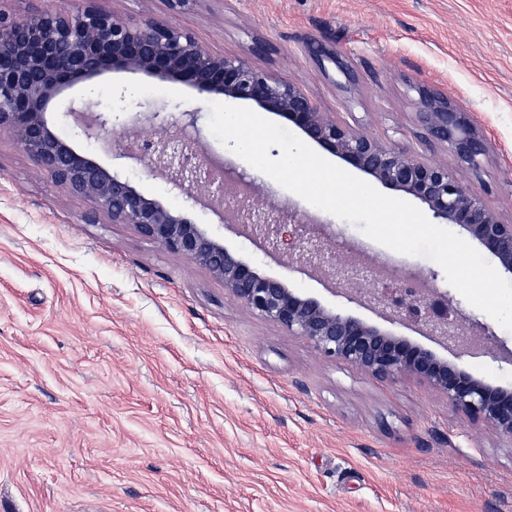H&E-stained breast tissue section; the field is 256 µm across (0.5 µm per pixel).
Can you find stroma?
<instances>
[{"label":"stroma","instance_id":"obj_1","mask_svg":"<svg viewBox=\"0 0 512 512\" xmlns=\"http://www.w3.org/2000/svg\"><path fill=\"white\" fill-rule=\"evenodd\" d=\"M125 18L151 12L213 52L303 88L382 142L417 148L416 86L466 107L490 154L461 170L512 220V0H99ZM264 42V54L252 52ZM356 74L324 73L312 42ZM167 111L210 100L188 87L110 72L72 97ZM77 148L177 208L165 175ZM264 200L327 221L366 258L387 247L274 180ZM0 132V512H512V443L411 378L381 380L318 354L251 313L201 266L129 224L92 217ZM194 223L267 275L327 306L326 275L288 269L224 231Z\"/></svg>","mask_w":512,"mask_h":512}]
</instances>
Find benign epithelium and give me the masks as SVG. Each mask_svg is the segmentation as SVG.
<instances>
[{
	"instance_id": "1",
	"label": "benign epithelium",
	"mask_w": 512,
	"mask_h": 512,
	"mask_svg": "<svg viewBox=\"0 0 512 512\" xmlns=\"http://www.w3.org/2000/svg\"><path fill=\"white\" fill-rule=\"evenodd\" d=\"M82 2L84 6L71 14L37 7L21 14L0 11V131L11 135L35 167L49 173L68 193L89 199L94 214L114 224H130L152 243L202 266L252 313L304 339L320 355L376 378L415 379L445 396L454 410L492 427L512 443V389L474 376L463 359L489 355L512 370V348H505L491 326L447 293L433 297L408 289L392 298L388 279L363 277L361 264L336 253L318 225L307 223L295 211L257 200L224 206L231 188L224 169L181 165L168 140L171 129H181L191 133L193 152L201 150L200 110L147 112L143 103L124 105L122 91L116 94L121 105L92 112L87 120L73 104L65 113L84 139H107L114 155L132 163L147 162L169 174L171 191L184 201L180 209L145 196L129 179L79 152L73 139L49 122L47 112L77 81L90 82L109 71L142 73L211 97L252 101L275 113L371 182L418 200L437 223L459 227L510 276L512 221H504L475 185L448 169L447 160H426L407 145H387L366 130L352 129L333 113L322 111L301 88L254 66L250 59L216 54L163 17L149 14L129 20L98 6L97 0ZM314 60L323 69L333 65L336 73L354 81L353 70L338 51L318 47ZM415 91L422 105L418 118L425 140L441 144L478 174L490 143L471 113L425 86ZM127 112L136 121L145 118L156 130L150 151H144L139 140L128 142L118 134L120 129L128 130ZM205 199L222 211L225 227L251 238L271 255L286 257L294 271L327 275L346 302L378 309L394 323L421 327L448 348L472 336L477 343L447 361L265 275L186 217V211Z\"/></svg>"
}]
</instances>
